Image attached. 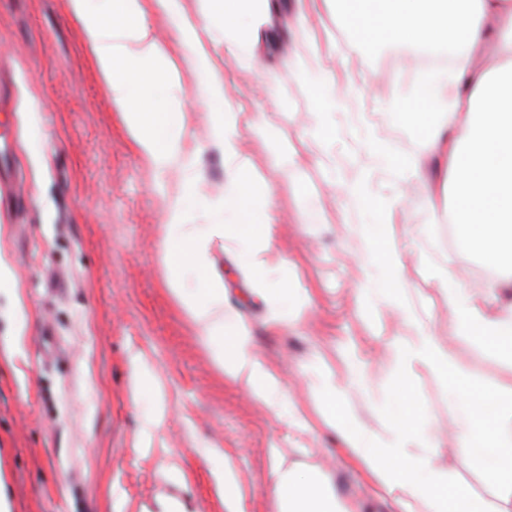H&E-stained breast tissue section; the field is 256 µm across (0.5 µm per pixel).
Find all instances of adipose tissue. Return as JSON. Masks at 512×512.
Wrapping results in <instances>:
<instances>
[{
  "label": "adipose tissue",
  "instance_id": "1",
  "mask_svg": "<svg viewBox=\"0 0 512 512\" xmlns=\"http://www.w3.org/2000/svg\"><path fill=\"white\" fill-rule=\"evenodd\" d=\"M223 16L195 24L179 17V0H153L161 12L177 18V33L199 68L210 65L200 34L214 25L238 29L244 17L266 0H235ZM117 12L106 19L90 12L86 0H69L71 13L82 22L86 46L95 58L139 151L157 172L172 164L192 167L184 148L185 129L179 100L167 111L143 107L134 90L139 66L164 57L163 44L142 23V0H116ZM336 9L366 39L381 44L415 41L426 48L452 50L458 61L453 73L433 74L410 103L405 122L422 135L411 153L406 173L423 174L437 163L448 194V221L455 226V243L495 270L486 286L485 315L457 284L448 286V304L456 314L459 336L496 360L506 371L494 388L465 369L454 348L434 342L422 328L413 337L397 338L402 362L424 363L448 388L466 415L467 430L457 437V452L476 466L481 491L451 481L437 467L443 449L420 441L414 416L396 418L390 440L374 442L341 407V392L323 380L324 422L337 434L351 457L376 477L387 497L388 512H512V0H336ZM492 45L498 64L478 69L471 62L477 47ZM226 88L210 85L207 99L214 143L231 171L224 186L226 210L246 212L264 196L265 184L250 161L240 158L235 142L234 115L224 109ZM197 181L185 183L165 226L169 289L199 328L201 341L223 367L230 381L253 398L271 403L280 391L279 379L253 351L244 326L224 329L226 305L223 280L211 271L210 247L233 236L246 241L264 233L260 224H189L188 207L205 204ZM240 266L249 275L250 291L263 297L274 323L296 322L309 305L294 289L267 287L264 261L245 250ZM272 493L279 512H348L336 498L327 475L306 474L272 456Z\"/></svg>",
  "mask_w": 512,
  "mask_h": 512
}]
</instances>
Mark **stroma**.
<instances>
[{
  "label": "stroma",
  "mask_w": 512,
  "mask_h": 512,
  "mask_svg": "<svg viewBox=\"0 0 512 512\" xmlns=\"http://www.w3.org/2000/svg\"><path fill=\"white\" fill-rule=\"evenodd\" d=\"M143 5L166 55L143 66L138 100L163 110L170 95L157 78L178 67L175 94L196 153L189 172L157 173L135 146L67 0H0V141L11 144L0 179L17 180L21 192L0 209V258L16 284L0 290V336L22 337L13 360L0 357V485L10 512H225L215 473L227 464L244 512H278L275 448L288 465L330 474L353 512H383L366 472L347 463L323 424V399L312 392L320 373L345 390L351 418L382 439L393 426V385L404 376L424 441L447 439L459 417L443 381L421 363H395L392 343L409 331L405 313L440 345H457L473 372L501 373L455 334L445 284L482 303L484 264L441 243V184L431 174L396 176L365 151L371 131L400 159L417 139L401 112L425 82L414 60L420 49L365 41L332 5L303 11L299 0H270L245 39L257 74L239 72L238 39L220 26L205 37L212 66L201 70L175 20L152 0ZM216 81L228 89L240 150L271 194L266 275L272 287L313 302L303 321L273 325L249 290L238 247L214 248L211 266L236 320L282 379L272 409L225 378L168 286L166 213L181 184L197 178L214 201L226 181L204 98ZM332 93L343 104L322 113ZM324 121L332 131L322 138ZM277 148L293 157L296 178L271 166ZM355 181L370 198L395 201L383 237L397 249L401 291L369 311L360 291L380 287L385 271L360 233L373 213L343 193ZM352 354L370 387L349 388ZM143 366L158 392L140 389Z\"/></svg>",
  "instance_id": "1"
}]
</instances>
